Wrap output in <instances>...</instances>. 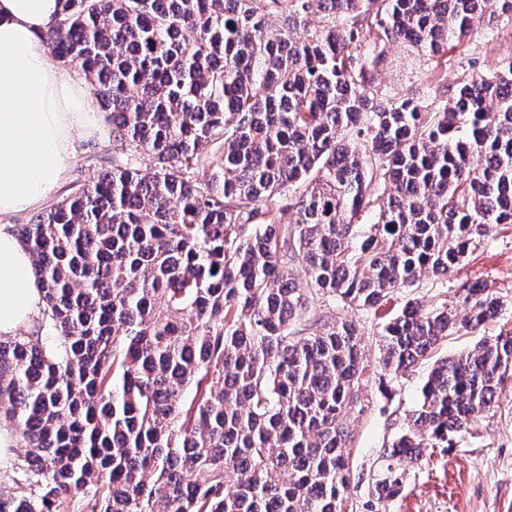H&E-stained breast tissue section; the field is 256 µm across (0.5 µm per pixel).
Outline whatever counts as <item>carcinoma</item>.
Here are the masks:
<instances>
[{
	"mask_svg": "<svg viewBox=\"0 0 512 512\" xmlns=\"http://www.w3.org/2000/svg\"><path fill=\"white\" fill-rule=\"evenodd\" d=\"M483 2L62 0L40 42L110 113L112 168L15 229L43 306L0 341V417L29 447L0 512L68 495L89 512H346L344 417L370 374L346 313L448 278L512 224V57L432 112L374 72L387 44L438 60L512 21V0ZM458 294L461 319L409 300L376 373L499 317L487 283ZM509 384L512 330L435 361L375 497Z\"/></svg>",
	"mask_w": 512,
	"mask_h": 512,
	"instance_id": "cac0c4a2",
	"label": "carcinoma"
}]
</instances>
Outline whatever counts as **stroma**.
I'll use <instances>...</instances> for the list:
<instances>
[{
  "label": "stroma",
  "instance_id": "obj_1",
  "mask_svg": "<svg viewBox=\"0 0 512 512\" xmlns=\"http://www.w3.org/2000/svg\"><path fill=\"white\" fill-rule=\"evenodd\" d=\"M385 50L386 60L374 74L377 86L390 95L411 93L428 101L438 81L455 85L464 76L494 70L499 60L512 56V21L478 26L464 45L449 50L437 62L400 43L387 44ZM90 108L94 126L75 141V158L60 192L64 198L111 168L109 114L95 102ZM477 278L493 286L501 298L503 311L497 319L477 333L449 336L433 359L418 363L406 375L387 383L376 379L365 388L362 398L368 409L349 424L348 494L355 512H512V390L505 391L497 405L476 420L456 447L425 449L418 461L407 465L399 496L379 500L371 493L381 456L405 428L434 358L457 355L472 349L481 338L512 328L511 226L494 228L484 248L469 255L446 281H423L416 293L426 306L454 302L459 285ZM410 295L405 290L395 293L374 313H350L363 335L369 364L379 359L377 333L382 324L403 308Z\"/></svg>",
  "mask_w": 512,
  "mask_h": 512
}]
</instances>
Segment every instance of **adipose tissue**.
I'll return each instance as SVG.
<instances>
[{
    "label": "adipose tissue",
    "instance_id": "adipose-tissue-1",
    "mask_svg": "<svg viewBox=\"0 0 512 512\" xmlns=\"http://www.w3.org/2000/svg\"><path fill=\"white\" fill-rule=\"evenodd\" d=\"M61 0H0V338L42 306L32 258L7 217L41 206L64 183L77 133L93 117L85 86L48 59L39 35Z\"/></svg>",
    "mask_w": 512,
    "mask_h": 512
}]
</instances>
